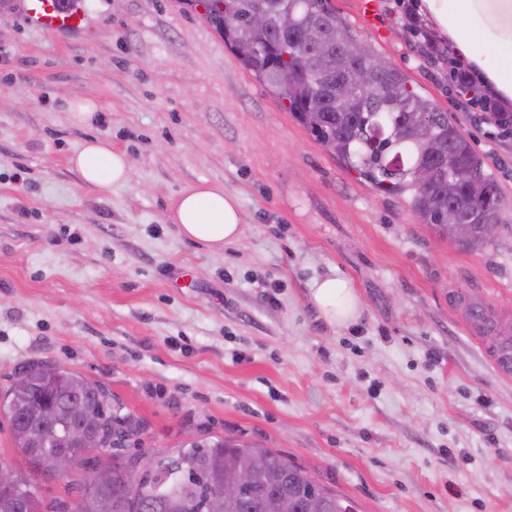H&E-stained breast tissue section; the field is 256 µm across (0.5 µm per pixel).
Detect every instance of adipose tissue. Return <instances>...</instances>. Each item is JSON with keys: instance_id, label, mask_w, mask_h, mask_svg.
I'll return each instance as SVG.
<instances>
[{"instance_id": "adipose-tissue-1", "label": "adipose tissue", "mask_w": 512, "mask_h": 512, "mask_svg": "<svg viewBox=\"0 0 512 512\" xmlns=\"http://www.w3.org/2000/svg\"><path fill=\"white\" fill-rule=\"evenodd\" d=\"M420 8L433 16L485 81L512 98L511 25L489 14L480 0H422ZM473 32L483 37L484 50H475L469 38ZM72 163L84 182L103 191L126 182L130 174L125 155L113 152L103 140L87 142ZM170 219L178 224L184 238L214 250L222 249L225 242L244 230L236 197L220 184L204 183L184 189ZM312 299L322 316L334 325L346 324L359 313L357 294L345 279L327 278L316 283Z\"/></svg>"}]
</instances>
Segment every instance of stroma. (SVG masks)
I'll return each instance as SVG.
<instances>
[{
	"mask_svg": "<svg viewBox=\"0 0 512 512\" xmlns=\"http://www.w3.org/2000/svg\"><path fill=\"white\" fill-rule=\"evenodd\" d=\"M358 42L447 112L500 190L501 237H437L405 196L330 156L186 0H84L78 32L0 11V389L60 364L139 421L126 453L215 436L295 459L356 512H512V377L465 305L512 325V138L463 112L448 65L398 0H328ZM94 100L73 120L71 96ZM105 139L130 178L84 184L71 157ZM222 184L244 231L183 239L179 193ZM348 280L359 316L328 323L316 282Z\"/></svg>",
	"mask_w": 512,
	"mask_h": 512,
	"instance_id": "1",
	"label": "stroma"
}]
</instances>
